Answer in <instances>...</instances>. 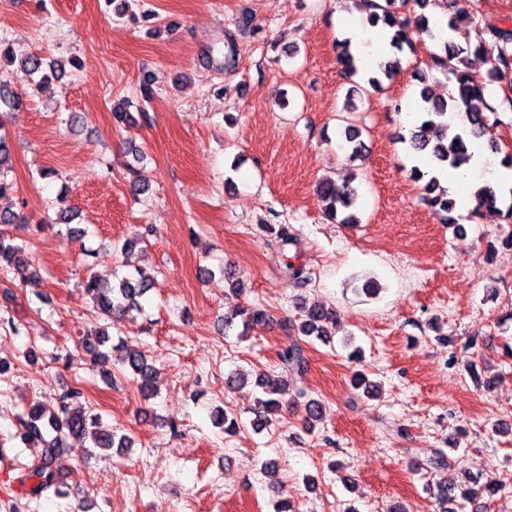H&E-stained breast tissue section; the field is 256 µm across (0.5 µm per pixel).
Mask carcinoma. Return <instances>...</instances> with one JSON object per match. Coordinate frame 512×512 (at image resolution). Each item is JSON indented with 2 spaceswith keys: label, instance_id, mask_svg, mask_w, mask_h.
<instances>
[{
  "label": "carcinoma",
  "instance_id": "obj_1",
  "mask_svg": "<svg viewBox=\"0 0 512 512\" xmlns=\"http://www.w3.org/2000/svg\"><path fill=\"white\" fill-rule=\"evenodd\" d=\"M353 7L366 14L368 23L394 30L391 47L402 52L413 49L412 35L426 36L435 42L439 52L430 56V68L453 77L455 92L448 99H435L428 93L427 87L419 92L420 106L416 115V124L408 134L399 136L407 153L414 159H426L438 170L459 169L470 161L469 145L473 141H482L493 154L500 149L492 136L491 127L500 123L498 114L504 108L512 110V96L504 95L502 100L488 96L490 86L496 84L512 91V27H505L486 18L482 23L475 22L477 5L461 7L457 0H444L443 6L452 11L448 18L447 29H442L425 14V10L436 5V0H350ZM337 61L343 75L352 77L359 72L357 60L351 51V40L345 38L338 42ZM493 50L490 55V67L486 77L474 76L469 65V56L480 55ZM19 63L16 72L22 78L38 87L42 82L51 80L43 69V56L32 53ZM380 75H371L367 84L375 91L383 89V80L392 79L399 71V60L378 64ZM464 106L467 108L468 127L448 139V111ZM359 132L349 126L341 133V140L351 145L350 160L361 154ZM11 143L3 123L0 122V197L13 193L14 183L7 179L11 171ZM410 178L422 184V190L429 204L442 214V222L454 224L451 213L455 202L448 197V190L440 186L439 179L426 176L419 166L413 165ZM357 175L349 173L343 182L323 180L317 186L318 201L325 215L337 224H358L356 205L359 198ZM475 197L478 206L475 213L482 209H497V191L489 183L477 189ZM22 222V217L13 211L0 213V269L14 270L27 278L35 276L30 270L28 252L22 244L9 242L10 235L6 227ZM155 285L154 276L139 268L136 273L125 275L110 284L99 278L90 277L85 290L101 313L115 323L133 310H143V301ZM303 318L299 323L289 325L296 336L324 341L331 335L330 328L336 326V310L323 304L302 307ZM241 318L242 327L251 323L267 320L268 313L260 307L242 309L231 316L224 317V332L235 328V318ZM109 341L107 329L93 330L78 337V343L93 354L94 364L101 367L102 373L110 375L107 364L114 361L129 370L140 388L142 395L151 399L154 396V369L148 364L145 355L137 348L126 343L112 346V351L104 352L100 346ZM279 359L286 369L285 376L259 374L255 386L261 389L257 398L256 426L263 427L279 415L285 403V395L290 380H302L308 371V360L303 347L295 339L279 352ZM82 392L70 389L60 396L57 407L50 410L38 401H34L18 416L19 432L24 442L38 441L43 452L38 464L24 475V479L33 481L31 494L40 497L44 494L61 493L57 469V460L65 448L69 437H83L91 441L94 448L129 447V440L116 438L114 432L101 425L99 417L89 414L80 401ZM493 495L496 487L493 480L482 472L471 473L462 484L455 485L453 491L440 483L437 497L446 506L445 512H464L466 505L486 507L485 494Z\"/></svg>",
  "mask_w": 512,
  "mask_h": 512
}]
</instances>
